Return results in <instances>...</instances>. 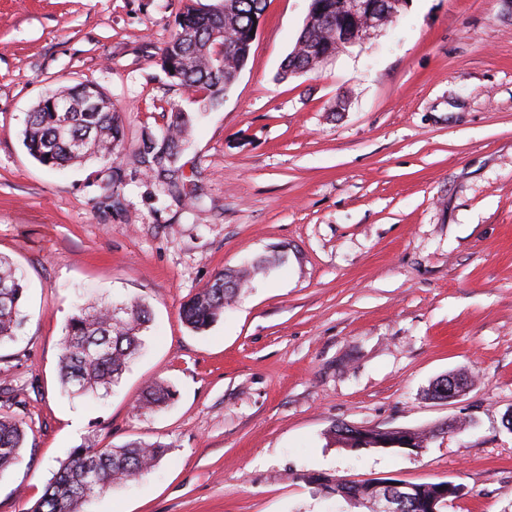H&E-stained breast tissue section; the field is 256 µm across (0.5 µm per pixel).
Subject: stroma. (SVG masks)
I'll list each match as a JSON object with an SVG mask.
<instances>
[{"instance_id": "1", "label": "stroma", "mask_w": 512, "mask_h": 512, "mask_svg": "<svg viewBox=\"0 0 512 512\" xmlns=\"http://www.w3.org/2000/svg\"><path fill=\"white\" fill-rule=\"evenodd\" d=\"M184 0H0V255L27 283L0 345V413L27 425L0 512H31L77 448L161 442L141 479L82 512H345L321 478L463 488L446 512H512V0H409L396 24L280 80L307 0H269L249 60L180 158L201 201L150 199L136 161L171 111L200 110L159 56ZM98 84L125 131L118 203L104 163L62 171L23 143L49 89ZM279 256L196 332L183 304L221 270ZM144 299L146 346L103 397L58 381L89 301ZM451 372L469 389L444 401ZM153 380L165 409L140 414ZM458 430L441 432L443 423ZM431 432L421 453L352 450L334 426ZM450 380V385L448 386V379L444 378V380L441 382L438 381V383L434 386L432 389V384L429 386L428 394L436 399L442 392L448 391V397L443 400H454L461 395L464 394V392L467 389L468 383L470 381L469 377L467 375H450L448 376ZM446 381L445 387H443V382ZM173 391L164 381H154L143 392L140 409L152 411L160 408L172 399Z\"/></svg>"}]
</instances>
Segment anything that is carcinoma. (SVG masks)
I'll return each mask as SVG.
<instances>
[{
    "label": "carcinoma",
    "mask_w": 512,
    "mask_h": 512,
    "mask_svg": "<svg viewBox=\"0 0 512 512\" xmlns=\"http://www.w3.org/2000/svg\"><path fill=\"white\" fill-rule=\"evenodd\" d=\"M267 0H234V11L212 18L213 6L201 0H186L177 29L161 51L159 62L166 75L183 89L201 93L213 106L224 99L235 83V73L246 65L251 31L260 22ZM307 8L327 13L333 26L313 24L302 29L293 53L281 67L309 72L323 66L321 56L335 51L332 30L344 21L337 0H308ZM224 28V41L209 45L210 28ZM223 55L224 67L214 69L211 53ZM84 85H64L42 99V106L27 113L24 142L30 154L50 169H64L92 159L110 163L101 186L100 203L112 201L122 172L118 164L125 150L122 120L112 105L99 112H58L67 102L80 106ZM194 116L171 112L166 130L159 137H145L135 150L137 161L155 184L176 191L185 185L179 165L189 144ZM244 283L234 270L218 273L183 307L182 319L191 328L203 330L221 317ZM26 291L24 276L0 256V344L11 340L23 324L21 305ZM149 307L142 301L111 302L81 306L70 317L61 343L59 376L62 387L74 396L95 395L117 384L130 362L145 344L151 327ZM164 381H154L143 392L140 409L152 411L172 399ZM27 432L24 422L0 413V474L19 463ZM167 453V446L129 443L119 448H78L59 467L31 512H82L84 502L95 494L132 481L154 469Z\"/></svg>",
    "instance_id": "cac0c4a2"
}]
</instances>
